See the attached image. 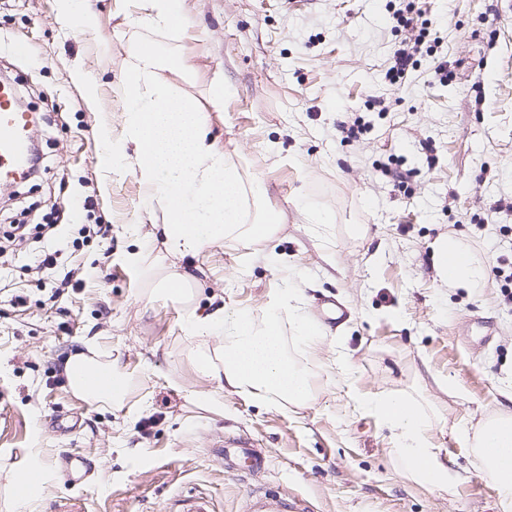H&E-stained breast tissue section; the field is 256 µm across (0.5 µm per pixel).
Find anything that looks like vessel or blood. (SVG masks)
Instances as JSON below:
<instances>
[{
  "label": "vessel or blood",
  "instance_id": "1",
  "mask_svg": "<svg viewBox=\"0 0 512 512\" xmlns=\"http://www.w3.org/2000/svg\"><path fill=\"white\" fill-rule=\"evenodd\" d=\"M35 123L33 113L19 110L15 92L0 84V184L24 179L28 170L26 157L32 146L31 131ZM225 452L245 458L249 470L265 468L267 459L249 439L238 436L225 438Z\"/></svg>",
  "mask_w": 512,
  "mask_h": 512
}]
</instances>
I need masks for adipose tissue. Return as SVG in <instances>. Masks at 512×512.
<instances>
[{
    "label": "adipose tissue",
    "mask_w": 512,
    "mask_h": 512,
    "mask_svg": "<svg viewBox=\"0 0 512 512\" xmlns=\"http://www.w3.org/2000/svg\"><path fill=\"white\" fill-rule=\"evenodd\" d=\"M181 67L171 49L140 42L123 74L124 141L135 146L133 172L148 205L163 215L166 253L183 257L227 237L272 236L279 216L264 204L261 186L244 187L207 111L162 82V71ZM433 255L447 287L473 288L484 278L483 267L455 240L437 238ZM188 328L198 342L197 370L210 384L214 404L228 392L273 408L310 402L312 374L302 355L322 335L294 289L271 296L261 316L219 306L191 316ZM65 374L73 393L90 404L108 408L126 394V379L111 356L92 345L68 358ZM353 399L388 427L392 453L412 479L448 491L461 482L441 456L422 402L398 394L357 393ZM467 439L478 468L494 475L502 512H512V412L481 420Z\"/></svg>",
    "instance_id": "1"
}]
</instances>
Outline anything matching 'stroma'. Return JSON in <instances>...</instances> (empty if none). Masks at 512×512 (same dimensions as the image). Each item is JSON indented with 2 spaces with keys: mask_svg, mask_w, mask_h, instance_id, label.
<instances>
[{
  "mask_svg": "<svg viewBox=\"0 0 512 512\" xmlns=\"http://www.w3.org/2000/svg\"><path fill=\"white\" fill-rule=\"evenodd\" d=\"M89 5L90 23L67 26L60 0H0V83L33 107L40 155L35 174L0 186V235L30 229L0 255V512H15L10 476L27 465L46 471L36 512H179L202 494L216 512H247L248 494L265 492L312 512H499L460 428L507 404L512 303L488 278L442 286L432 244L446 234L484 268L512 262V0H428L440 46L397 85L385 73L405 35L385 0H184L174 40L143 24L145 0ZM141 40L181 57L164 83L208 109L244 185L261 183L281 215L274 235L181 259L151 238L160 210L100 139L124 135L123 72ZM443 62L445 86L433 78ZM219 79L229 93L215 110ZM358 117L367 133L344 138L340 122ZM94 224L107 235L79 241ZM51 251L54 267L36 269ZM171 274L189 275L183 296L158 292ZM287 286L310 319L324 297L349 310L307 357L312 401L269 409L228 394L212 407L189 316L221 303L258 316ZM87 341L126 376L113 408L69 387L64 361ZM354 392L425 397L442 456L468 481L447 492L405 477ZM228 433L255 440L267 469L225 457ZM68 451L89 457L81 483L58 467Z\"/></svg>",
  "mask_w": 512,
  "mask_h": 512,
  "instance_id": "obj_1",
  "label": "stroma"
}]
</instances>
